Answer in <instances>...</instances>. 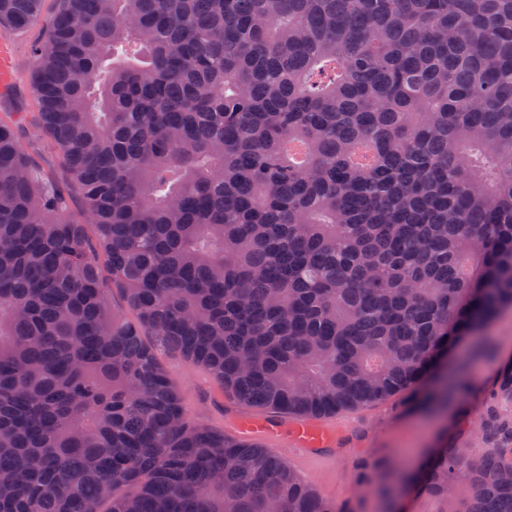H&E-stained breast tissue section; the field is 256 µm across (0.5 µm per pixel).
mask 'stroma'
<instances>
[{"instance_id": "obj_1", "label": "stroma", "mask_w": 512, "mask_h": 512, "mask_svg": "<svg viewBox=\"0 0 512 512\" xmlns=\"http://www.w3.org/2000/svg\"><path fill=\"white\" fill-rule=\"evenodd\" d=\"M59 7L58 0H42L39 19L24 33L0 32V41L9 45L13 68V83L8 93L0 97V121L15 124L20 144L34 168L43 176L64 188L69 210L74 218H81L83 201L78 191L68 186L66 169L55 143L35 126L39 111L31 85L33 70L32 48L45 35L48 22ZM498 342V360H476L470 370L475 393L470 400L467 426H475L480 401L490 388L499 360L512 357V314L502 316L491 329ZM158 358L172 382L184 395L190 414L210 426L225 425L224 402L226 395L204 367L167 351H159ZM407 396L398 395L389 400L368 404L355 409L359 428L369 431L370 453L382 468L368 486L356 490L348 469H337L329 481L337 496H356L361 512H382L384 490L391 476L393 463L401 461L403 453L425 455L439 447L455 421L453 411L422 410L411 412Z\"/></svg>"}]
</instances>
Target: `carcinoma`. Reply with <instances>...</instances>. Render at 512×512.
I'll return each mask as SVG.
<instances>
[{
	"label": "carcinoma",
	"mask_w": 512,
	"mask_h": 512,
	"mask_svg": "<svg viewBox=\"0 0 512 512\" xmlns=\"http://www.w3.org/2000/svg\"><path fill=\"white\" fill-rule=\"evenodd\" d=\"M33 54L85 212L0 122V512H341L193 419L159 346L283 417L468 403L512 308V0H61ZM476 434L383 512H512V418Z\"/></svg>",
	"instance_id": "1"
}]
</instances>
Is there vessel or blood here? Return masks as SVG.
<instances>
[{"mask_svg": "<svg viewBox=\"0 0 512 512\" xmlns=\"http://www.w3.org/2000/svg\"><path fill=\"white\" fill-rule=\"evenodd\" d=\"M224 417L236 439L278 452L291 467L307 474L313 481L323 474L335 472L340 460L356 459L362 455L361 449L350 447L342 431L348 423L344 416L288 420L270 414L250 417L230 406L226 408Z\"/></svg>", "mask_w": 512, "mask_h": 512, "instance_id": "1", "label": "vessel or blood"}]
</instances>
